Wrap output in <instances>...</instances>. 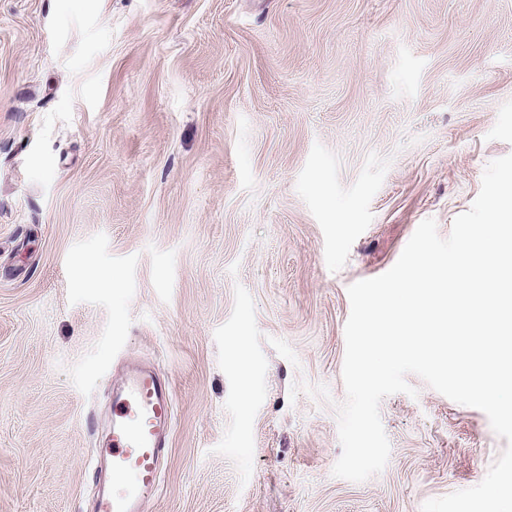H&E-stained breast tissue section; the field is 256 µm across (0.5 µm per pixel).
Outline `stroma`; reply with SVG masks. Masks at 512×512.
Wrapping results in <instances>:
<instances>
[{
  "mask_svg": "<svg viewBox=\"0 0 512 512\" xmlns=\"http://www.w3.org/2000/svg\"><path fill=\"white\" fill-rule=\"evenodd\" d=\"M509 154L512 0H0V512H94L131 361L174 402L145 512H421L479 484L507 445L483 411L408 375L353 483L335 405L348 287L423 220L448 236Z\"/></svg>",
  "mask_w": 512,
  "mask_h": 512,
  "instance_id": "35a3bbf8",
  "label": "stroma"
}]
</instances>
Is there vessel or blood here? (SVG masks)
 <instances>
[{
	"label": "vessel or blood",
	"mask_w": 512,
	"mask_h": 512,
	"mask_svg": "<svg viewBox=\"0 0 512 512\" xmlns=\"http://www.w3.org/2000/svg\"><path fill=\"white\" fill-rule=\"evenodd\" d=\"M111 401L103 458L107 490L96 512H144L171 436L168 383L153 367L131 363L113 381Z\"/></svg>",
	"instance_id": "vessel-or-blood-1"
}]
</instances>
